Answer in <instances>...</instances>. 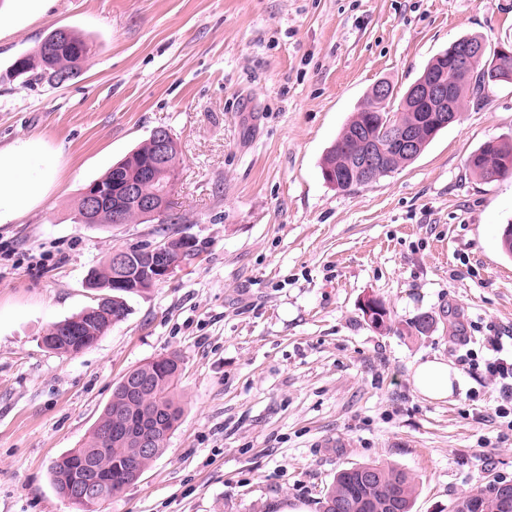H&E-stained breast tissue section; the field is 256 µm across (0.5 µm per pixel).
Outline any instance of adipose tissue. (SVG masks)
<instances>
[{
    "label": "adipose tissue",
    "mask_w": 512,
    "mask_h": 512,
    "mask_svg": "<svg viewBox=\"0 0 512 512\" xmlns=\"http://www.w3.org/2000/svg\"><path fill=\"white\" fill-rule=\"evenodd\" d=\"M57 174V161L43 137L35 136L0 151V225L10 224L42 205ZM459 374L439 358L415 365L414 390L432 401L453 392Z\"/></svg>",
    "instance_id": "obj_1"
}]
</instances>
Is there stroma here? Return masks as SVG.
Segmentation results:
<instances>
[{
	"label": "stroma",
	"mask_w": 512,
	"mask_h": 512,
	"mask_svg": "<svg viewBox=\"0 0 512 512\" xmlns=\"http://www.w3.org/2000/svg\"><path fill=\"white\" fill-rule=\"evenodd\" d=\"M10 15L0 0V148L41 135L64 152L43 205L0 225V512H74L52 462L87 440L129 369L170 353L183 416L100 512H319L338 471L370 462L411 476L413 512L512 483L498 388L458 362L488 358L491 332L512 350V176L465 166L512 137V86L376 183L339 191L320 168L379 80L400 95L458 37L511 36L512 0H51ZM57 27L92 44L79 76L6 79ZM158 128L179 148V223H76L85 188ZM180 236L194 256L91 347L43 346L94 304L86 281L114 249ZM370 297L394 330L367 321ZM424 314L431 329L411 331ZM432 357L460 374L444 401L411 383Z\"/></svg>",
	"instance_id": "35a3bbf8"
}]
</instances>
